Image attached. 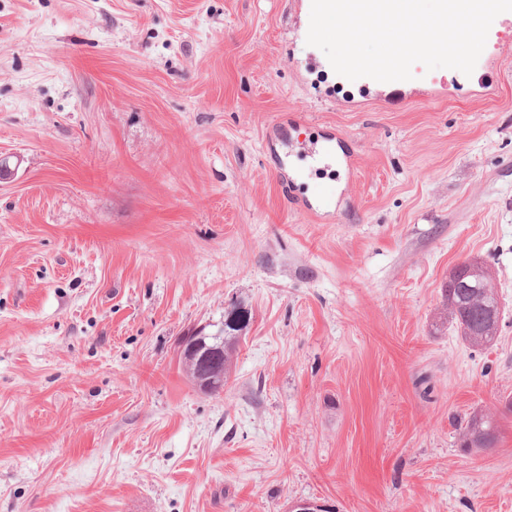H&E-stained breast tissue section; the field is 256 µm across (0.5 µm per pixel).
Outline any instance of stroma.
Masks as SVG:
<instances>
[{"label":"stroma","mask_w":512,"mask_h":512,"mask_svg":"<svg viewBox=\"0 0 512 512\" xmlns=\"http://www.w3.org/2000/svg\"><path fill=\"white\" fill-rule=\"evenodd\" d=\"M303 2L0 0V512H512V25L373 91ZM474 258L486 348L437 320ZM237 308L201 393L181 341ZM498 434L499 427L494 418L482 412H473L465 425H460V447L468 450L492 448L497 442Z\"/></svg>","instance_id":"stroma-1"}]
</instances>
